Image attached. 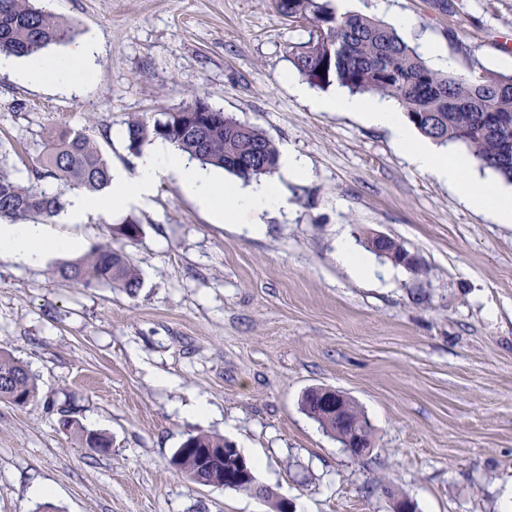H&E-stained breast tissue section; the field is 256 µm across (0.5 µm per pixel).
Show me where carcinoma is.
Listing matches in <instances>:
<instances>
[{"label": "carcinoma", "mask_w": 512, "mask_h": 512, "mask_svg": "<svg viewBox=\"0 0 512 512\" xmlns=\"http://www.w3.org/2000/svg\"><path fill=\"white\" fill-rule=\"evenodd\" d=\"M280 16L308 28V39L289 51V62L310 85H338L352 94L396 101L409 122L426 138L440 144H460L471 158L512 183V74L470 64L460 73L430 66L418 51L381 21L363 14L342 13L333 0H274ZM76 27L37 8L32 0H0V53L16 57L39 54L64 44ZM224 123L195 132L171 112L163 118H136L127 124V148L161 138L203 165L224 169L246 183L270 178L278 168V149L263 130L247 125L237 132ZM41 168L59 182L50 194L15 180L0 159V220L40 217L48 222L64 208V192L98 194L111 184L110 168L94 141L81 132L66 135L46 153ZM59 275L87 288L105 283L129 295L142 286L126 255L96 246L81 259L58 269ZM36 394L33 377L19 360L0 352V400L24 406ZM60 423L80 432L95 453H107L111 439L86 430L70 408L60 409ZM225 440L207 434L188 436L175 450L171 464L191 476L203 451L224 447Z\"/></svg>", "instance_id": "obj_1"}]
</instances>
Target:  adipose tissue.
Instances as JSON below:
<instances>
[{"instance_id": "obj_1", "label": "adipose tissue", "mask_w": 512, "mask_h": 512, "mask_svg": "<svg viewBox=\"0 0 512 512\" xmlns=\"http://www.w3.org/2000/svg\"><path fill=\"white\" fill-rule=\"evenodd\" d=\"M94 54V45L86 43L74 52L73 60L69 63L52 58H33L24 69H19L20 76L31 83L51 81L68 84L73 80V64L90 68ZM316 107L325 112L356 113L369 124L388 128L396 148L407 154L421 171L435 174L458 187L471 209L491 213L497 223L512 224L511 195L473 179L470 175L472 161L467 155L448 154L418 139L407 118L390 104L377 99L339 94L317 102ZM167 175L177 177L183 190L215 221L233 224L241 214H252L254 221L249 231L254 235L261 233L264 228L260 220L264 212L288 204L279 185L264 183L244 189L224 182L220 177L196 167L187 154L175 152L161 141L138 157L135 175H127L121 170L113 171V206L122 209L132 204L146 203L156 183ZM224 198L230 199V206H221L220 201ZM79 246L78 239L52 234L44 224L0 222V258H8L21 266L38 264L48 254L71 251Z\"/></svg>"}]
</instances>
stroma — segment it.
<instances>
[{
  "label": "stroma",
  "mask_w": 512,
  "mask_h": 512,
  "mask_svg": "<svg viewBox=\"0 0 512 512\" xmlns=\"http://www.w3.org/2000/svg\"><path fill=\"white\" fill-rule=\"evenodd\" d=\"M98 48L95 72L71 86L0 73V152L15 180L59 190L34 172L55 134L80 131L110 166L136 171L126 127L203 100L302 155L306 180L285 182L288 209L262 234L215 223L176 177L148 205L109 208L53 231L78 252L34 267L0 258V351L27 365L37 396L0 400V512H271L170 464L206 433L258 458L260 483L296 512H393L385 487L417 512H512V224L470 209L457 187L420 171L387 129L319 112L292 91L290 46L306 41L271 0H36ZM351 0L350 11L412 25L453 71H498L512 56V0ZM137 221L142 235L122 233ZM388 235L410 269L368 254L373 278L336 261L341 239ZM109 245L143 285L137 295L61 278L63 263ZM331 388L372 425L351 459L301 409ZM204 399L211 416L184 412ZM73 409L109 435L86 448L59 422ZM50 488L33 495L34 485Z\"/></svg>",
  "instance_id": "1"
}]
</instances>
